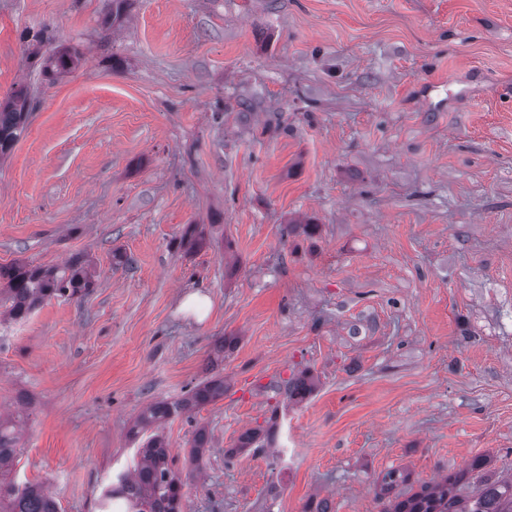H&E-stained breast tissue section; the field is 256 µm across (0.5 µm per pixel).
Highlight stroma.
<instances>
[{
    "instance_id": "1",
    "label": "stroma",
    "mask_w": 512,
    "mask_h": 512,
    "mask_svg": "<svg viewBox=\"0 0 512 512\" xmlns=\"http://www.w3.org/2000/svg\"><path fill=\"white\" fill-rule=\"evenodd\" d=\"M111 9L0 0V98L34 93L0 159V265L96 273L0 320L17 481L99 512L134 419L214 374L223 399L164 430L188 512H382L391 469L512 477V0ZM46 27L82 53L53 83L24 56Z\"/></svg>"
}]
</instances>
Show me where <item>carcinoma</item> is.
<instances>
[{"instance_id": "cac0c4a2", "label": "carcinoma", "mask_w": 512, "mask_h": 512, "mask_svg": "<svg viewBox=\"0 0 512 512\" xmlns=\"http://www.w3.org/2000/svg\"><path fill=\"white\" fill-rule=\"evenodd\" d=\"M27 59L36 62L42 74L58 80L80 63L78 48L54 45L56 37L47 29L35 36ZM54 45L48 52L40 46ZM34 98L25 85L14 88L0 100V158L9 154L25 132ZM94 287L93 275L80 257L62 268L33 267L24 262L0 266V316L13 321L26 319L45 299L73 297ZM224 397V379H209L189 388L184 397L149 404L130 430L133 439L149 433L132 469L118 475L103 491L102 512H184L185 482L173 467L169 443L161 432L172 417L193 411ZM22 412L0 414V512H58L56 503L40 485H20L16 466L21 452ZM462 476H448L411 496L398 492L409 481L404 470L387 471L380 483L383 512H512V478L489 481L471 495L461 494Z\"/></svg>"}]
</instances>
